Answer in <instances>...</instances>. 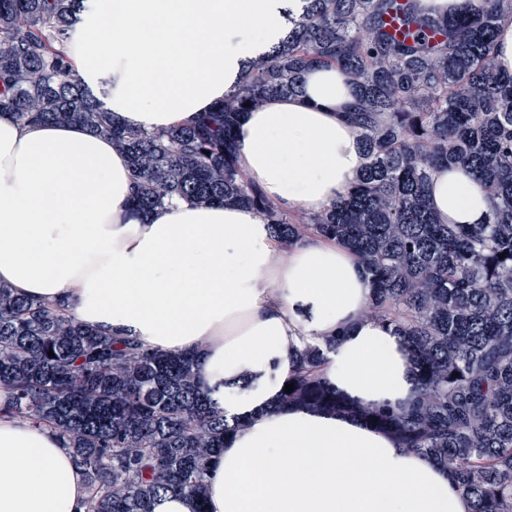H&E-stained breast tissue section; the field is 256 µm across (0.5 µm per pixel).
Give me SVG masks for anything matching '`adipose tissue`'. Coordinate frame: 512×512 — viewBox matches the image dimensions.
I'll return each instance as SVG.
<instances>
[{"instance_id":"1","label":"adipose tissue","mask_w":512,"mask_h":512,"mask_svg":"<svg viewBox=\"0 0 512 512\" xmlns=\"http://www.w3.org/2000/svg\"><path fill=\"white\" fill-rule=\"evenodd\" d=\"M302 0H92L69 48L75 74L126 126L194 121L243 66L284 36ZM338 69L307 73L236 129V162L279 210L315 213L345 195L364 162ZM135 180L110 139L78 125L0 118V283L64 302L79 322L149 350L197 351L230 435L207 478L206 512H472L448 471L355 420L273 408L300 352L336 343L325 378L367 403L406 401L411 353L363 317L354 252L311 236L288 245L258 211L176 201L132 209ZM444 224H483L491 206L462 168L437 170ZM0 384V512H86L80 468L55 432L7 414Z\"/></svg>"}]
</instances>
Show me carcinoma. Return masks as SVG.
Segmentation results:
<instances>
[{
  "label": "carcinoma",
  "instance_id": "carcinoma-1",
  "mask_svg": "<svg viewBox=\"0 0 512 512\" xmlns=\"http://www.w3.org/2000/svg\"><path fill=\"white\" fill-rule=\"evenodd\" d=\"M82 8L0 0V117L109 137L130 162L139 214L173 200L236 205L264 213L285 243L318 235L350 247L370 285L364 315L413 350L414 397L363 405L317 373L324 352L310 347L276 406L358 418L448 469L472 512H512V73L494 63L512 0L462 14L418 0H303L224 100L158 132L123 126L73 73L65 42ZM317 66L356 85L365 162L341 200L290 216L240 179L234 132L269 99L300 93ZM441 166L480 181L488 223H439L429 186ZM201 366L195 352L146 350L0 284L8 412L62 439L85 476L87 512H152L167 493L204 499L209 465L242 423L202 388Z\"/></svg>",
  "mask_w": 512,
  "mask_h": 512
}]
</instances>
